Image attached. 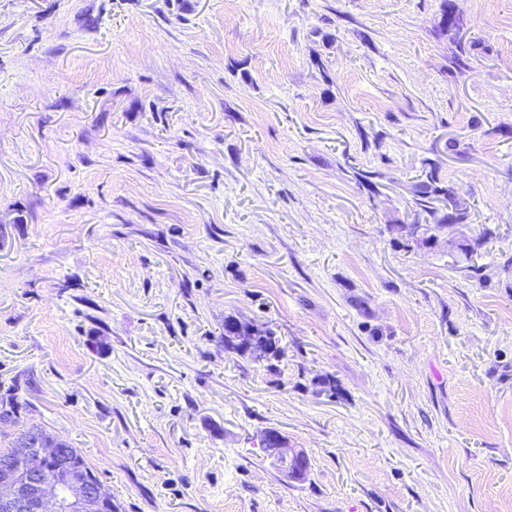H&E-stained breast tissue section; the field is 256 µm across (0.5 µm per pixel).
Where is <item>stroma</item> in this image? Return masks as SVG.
Returning a JSON list of instances; mask_svg holds the SVG:
<instances>
[{"label":"stroma","mask_w":512,"mask_h":512,"mask_svg":"<svg viewBox=\"0 0 512 512\" xmlns=\"http://www.w3.org/2000/svg\"><path fill=\"white\" fill-rule=\"evenodd\" d=\"M10 397L112 512H512V0H0ZM423 180L417 187L416 204L427 212L435 221L439 228L447 227L449 224H466L468 214L466 209L458 205L454 191L448 186L441 185L437 175V167L434 163L427 162L424 167ZM443 197L448 202V213L438 216L436 209L432 206L435 198ZM261 448L273 458L285 471L294 476L305 475L306 454L302 450L288 448L284 438L274 430H267L261 438Z\"/></svg>","instance_id":"35a3bbf8"}]
</instances>
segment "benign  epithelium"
Instances as JSON below:
<instances>
[{
	"label": "benign epithelium",
	"instance_id": "benign-epithelium-1",
	"mask_svg": "<svg viewBox=\"0 0 512 512\" xmlns=\"http://www.w3.org/2000/svg\"><path fill=\"white\" fill-rule=\"evenodd\" d=\"M58 448H21L16 456L0 460V512H108L102 489L86 472L65 459L66 442ZM261 448L285 471L301 477L306 473V454L287 446L274 430L261 438ZM55 456L59 464L47 477L32 466L35 457Z\"/></svg>",
	"mask_w": 512,
	"mask_h": 512
}]
</instances>
